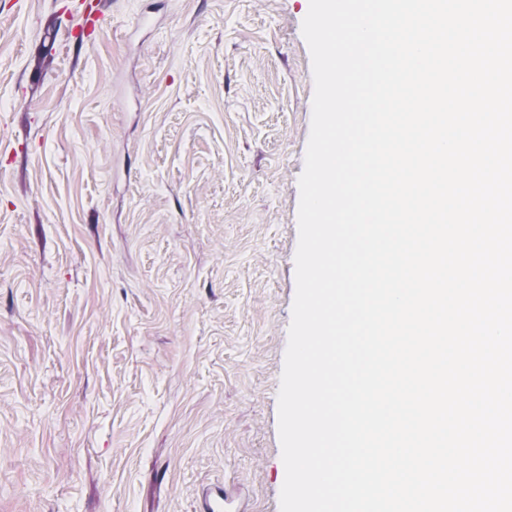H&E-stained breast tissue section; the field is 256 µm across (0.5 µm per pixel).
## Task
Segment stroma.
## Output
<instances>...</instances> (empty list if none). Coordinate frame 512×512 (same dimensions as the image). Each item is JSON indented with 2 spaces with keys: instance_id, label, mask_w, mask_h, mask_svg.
<instances>
[{
  "instance_id": "35a3bbf8",
  "label": "stroma",
  "mask_w": 512,
  "mask_h": 512,
  "mask_svg": "<svg viewBox=\"0 0 512 512\" xmlns=\"http://www.w3.org/2000/svg\"><path fill=\"white\" fill-rule=\"evenodd\" d=\"M309 0H0V512H280ZM233 498L222 490L207 491L200 500V512H238L232 507Z\"/></svg>"
}]
</instances>
